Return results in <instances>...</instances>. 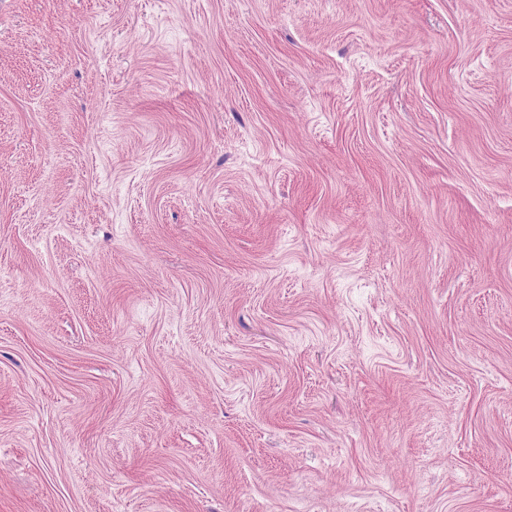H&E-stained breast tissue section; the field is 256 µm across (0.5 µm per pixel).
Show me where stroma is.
<instances>
[{
  "mask_svg": "<svg viewBox=\"0 0 512 512\" xmlns=\"http://www.w3.org/2000/svg\"><path fill=\"white\" fill-rule=\"evenodd\" d=\"M0 512H512V0H0Z\"/></svg>",
  "mask_w": 512,
  "mask_h": 512,
  "instance_id": "35a3bbf8",
  "label": "stroma"
}]
</instances>
